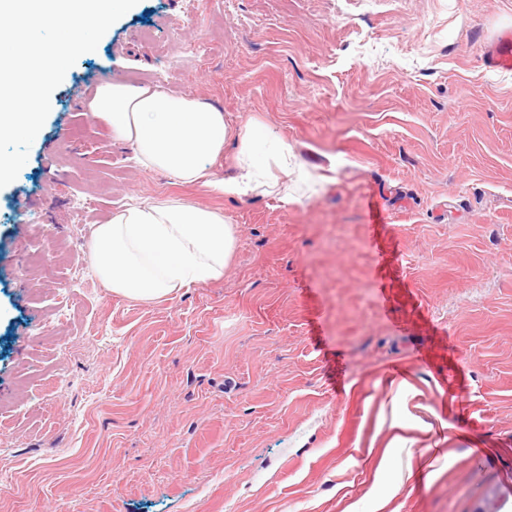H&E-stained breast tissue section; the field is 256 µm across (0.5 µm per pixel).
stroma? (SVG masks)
Masks as SVG:
<instances>
[{"label": "stroma", "instance_id": "1", "mask_svg": "<svg viewBox=\"0 0 512 512\" xmlns=\"http://www.w3.org/2000/svg\"><path fill=\"white\" fill-rule=\"evenodd\" d=\"M503 25L512 0H138L113 24L0 188V512H512V73L480 62ZM107 82L268 128L316 192L138 167L88 110ZM167 198L233 225L223 276L112 292L98 226Z\"/></svg>", "mask_w": 512, "mask_h": 512}]
</instances>
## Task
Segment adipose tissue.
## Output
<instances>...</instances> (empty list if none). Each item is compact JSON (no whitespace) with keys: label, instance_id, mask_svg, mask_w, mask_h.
<instances>
[{"label":"adipose tissue","instance_id":"adipose-tissue-1","mask_svg":"<svg viewBox=\"0 0 512 512\" xmlns=\"http://www.w3.org/2000/svg\"><path fill=\"white\" fill-rule=\"evenodd\" d=\"M110 125L113 139L130 143L147 171L183 183L208 176L212 159L229 142L238 146V173L213 182L227 195H274L298 202L289 177L310 183L298 170L287 142L251 125L231 129L208 103L169 94L161 85H102L89 105ZM234 229L224 217L178 200L130 205L100 225L93 263L113 292L158 299L223 275L234 249Z\"/></svg>","mask_w":512,"mask_h":512}]
</instances>
